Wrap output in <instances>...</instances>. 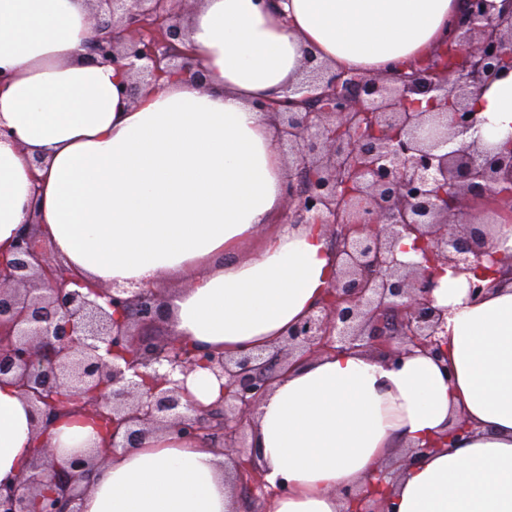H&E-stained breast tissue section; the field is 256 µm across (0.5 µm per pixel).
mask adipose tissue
I'll return each mask as SVG.
<instances>
[{
	"label": "adipose tissue",
	"mask_w": 512,
	"mask_h": 512,
	"mask_svg": "<svg viewBox=\"0 0 512 512\" xmlns=\"http://www.w3.org/2000/svg\"><path fill=\"white\" fill-rule=\"evenodd\" d=\"M188 42L208 75L131 103L127 72L91 61L88 0H0V246L38 206L41 237L70 272L156 287L174 335L228 356L280 343L336 272L323 226L283 223L288 162L264 102L296 97L306 54L336 72L387 75L427 56L465 0H197ZM478 134H512V75L470 102ZM467 297L444 272L448 367L416 354L392 367L363 353L296 362L255 417L271 485L266 512H347L393 452L475 426L453 448L401 468L394 512H512V274ZM30 405L0 383V481L26 473ZM57 454L101 444L82 415L61 420ZM223 455L203 440L150 435L87 479L84 512H237Z\"/></svg>",
	"instance_id": "ef3b65f1"
}]
</instances>
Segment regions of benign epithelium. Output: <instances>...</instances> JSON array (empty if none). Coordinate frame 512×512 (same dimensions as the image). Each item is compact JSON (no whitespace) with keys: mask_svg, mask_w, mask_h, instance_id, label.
I'll return each mask as SVG.
<instances>
[{"mask_svg":"<svg viewBox=\"0 0 512 512\" xmlns=\"http://www.w3.org/2000/svg\"><path fill=\"white\" fill-rule=\"evenodd\" d=\"M90 59L131 74L125 93L160 89L177 73L194 84L205 71L190 50L176 5L184 0H94ZM311 80L271 104L279 145L288 155L284 223L321 224L337 258L336 277L318 306L281 344L237 357L185 352L172 336L159 342L144 329L161 320L155 288L89 287L37 242V222L0 255V381L21 390L36 415L28 472L0 483V512H82L83 481L120 448L169 430L186 438L224 437L237 454V485L264 491L259 451L245 431L271 384L291 359L357 351L399 365L416 350L448 361L440 333L447 309L434 306L435 271H475L469 297L485 292L480 274L498 272L497 222L471 219L470 203L512 199V142L503 150L464 141L476 125L472 95L512 71V13L495 15L488 0H467L451 37L413 67L391 77L328 74L308 60ZM431 261L401 260L404 239ZM225 379L213 405L190 399L183 376L196 367ZM110 421L105 449L62 459L41 442L62 395ZM473 432L464 419L417 457ZM397 476L384 467L376 487L348 496V512H392L385 489Z\"/></svg>","mask_w":512,"mask_h":512,"instance_id":"1","label":"benign epithelium"}]
</instances>
